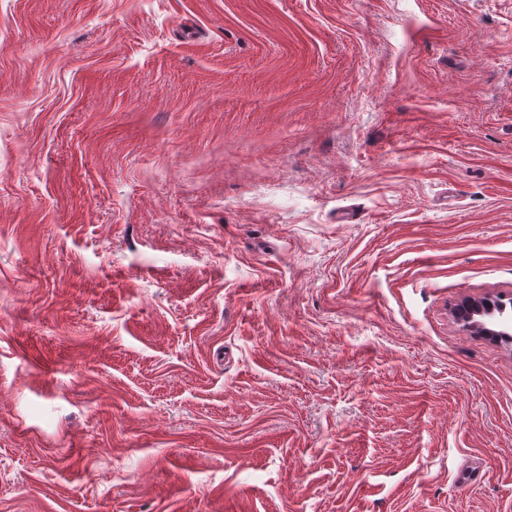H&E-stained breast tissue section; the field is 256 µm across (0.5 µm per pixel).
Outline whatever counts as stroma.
Wrapping results in <instances>:
<instances>
[{
	"label": "stroma",
	"mask_w": 512,
	"mask_h": 512,
	"mask_svg": "<svg viewBox=\"0 0 512 512\" xmlns=\"http://www.w3.org/2000/svg\"><path fill=\"white\" fill-rule=\"evenodd\" d=\"M512 0H0V512H512ZM466 303L458 312V318L468 327L480 330L488 336L512 337V309L507 311L506 306L498 311L490 302ZM489 315L491 318L485 317Z\"/></svg>",
	"instance_id": "obj_1"
}]
</instances>
